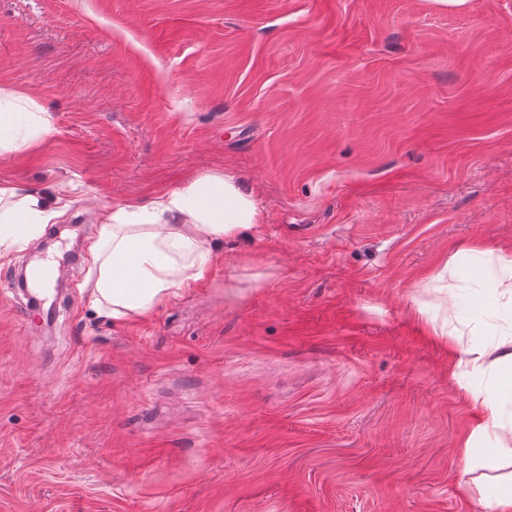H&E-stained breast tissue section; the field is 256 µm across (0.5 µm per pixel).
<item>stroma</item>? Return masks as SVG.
<instances>
[{
  "label": "stroma",
  "mask_w": 512,
  "mask_h": 512,
  "mask_svg": "<svg viewBox=\"0 0 512 512\" xmlns=\"http://www.w3.org/2000/svg\"><path fill=\"white\" fill-rule=\"evenodd\" d=\"M0 90L50 133L0 184L70 202L0 258V512H489L462 484L461 298L512 253V0H0ZM232 171L262 228L122 322L83 287L103 209ZM52 335L18 267L62 261Z\"/></svg>",
  "instance_id": "35a3bbf8"
}]
</instances>
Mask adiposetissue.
<instances>
[{
  "instance_id": "ef3b65f1",
  "label": "adipose tissue",
  "mask_w": 512,
  "mask_h": 512,
  "mask_svg": "<svg viewBox=\"0 0 512 512\" xmlns=\"http://www.w3.org/2000/svg\"><path fill=\"white\" fill-rule=\"evenodd\" d=\"M17 124L30 128L29 138L12 134ZM50 130L41 113L2 108L0 153L19 151ZM66 206L64 198L42 190L0 184V256L36 237ZM263 221L256 199L229 171L193 177L147 202L115 204L100 220L90 246L85 285L92 304L116 321L152 312L175 291L209 276L217 244L255 230ZM459 365L457 380L464 389L494 370L489 390L472 397L471 433L494 438L483 456L512 462V326L468 349Z\"/></svg>"
}]
</instances>
